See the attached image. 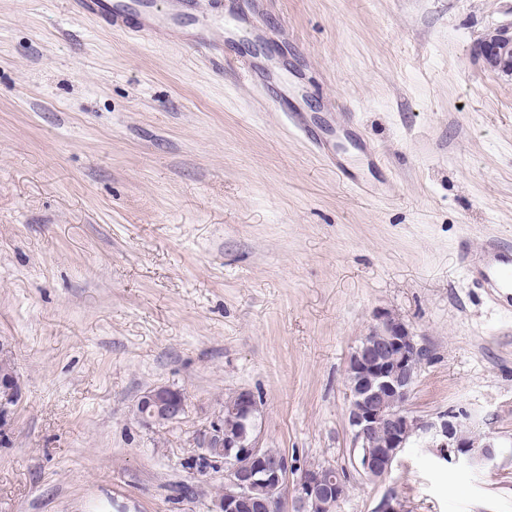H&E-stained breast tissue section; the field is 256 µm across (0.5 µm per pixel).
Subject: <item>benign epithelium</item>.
<instances>
[{
	"mask_svg": "<svg viewBox=\"0 0 512 512\" xmlns=\"http://www.w3.org/2000/svg\"><path fill=\"white\" fill-rule=\"evenodd\" d=\"M473 56L491 73L512 77V21L478 40ZM426 355L405 321L389 311L376 313V323L353 349L347 368V422L358 457L356 467L369 480L386 478L412 439L433 428L408 408L418 365ZM18 381L0 353V432L13 424ZM185 393L166 385L153 386L138 398L136 415L145 427L181 420ZM260 406L249 391H239L224 406V422L215 423L206 448L224 449V491L208 512H282L285 492L293 493L296 512L318 506L331 512L348 495V485L328 464L295 473L288 457H272L259 445L255 423ZM438 458L468 467L489 468L495 444L472 435L453 414L441 416L429 445Z\"/></svg>",
	"mask_w": 512,
	"mask_h": 512,
	"instance_id": "1",
	"label": "benign epithelium"
}]
</instances>
